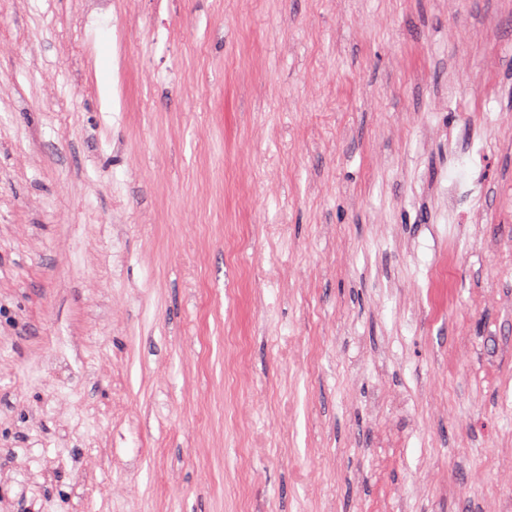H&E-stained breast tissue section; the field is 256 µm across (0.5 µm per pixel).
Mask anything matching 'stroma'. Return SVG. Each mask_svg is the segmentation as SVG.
Returning <instances> with one entry per match:
<instances>
[{"label": "stroma", "instance_id": "35a3bbf8", "mask_svg": "<svg viewBox=\"0 0 512 512\" xmlns=\"http://www.w3.org/2000/svg\"><path fill=\"white\" fill-rule=\"evenodd\" d=\"M0 512H512V0H0Z\"/></svg>", "mask_w": 512, "mask_h": 512}]
</instances>
